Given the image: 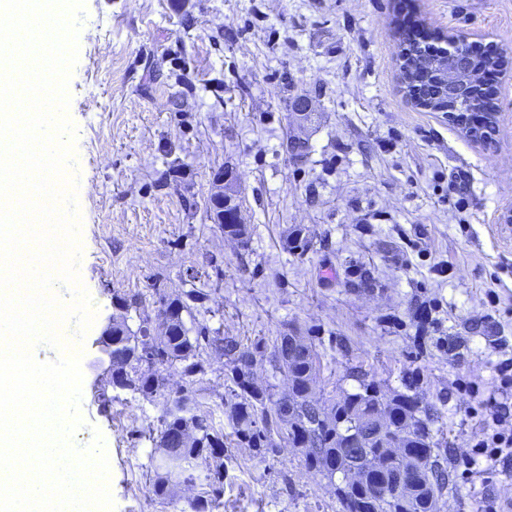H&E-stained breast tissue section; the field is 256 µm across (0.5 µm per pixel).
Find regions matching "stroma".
<instances>
[{
	"label": "stroma",
	"instance_id": "35a3bbf8",
	"mask_svg": "<svg viewBox=\"0 0 512 512\" xmlns=\"http://www.w3.org/2000/svg\"><path fill=\"white\" fill-rule=\"evenodd\" d=\"M414 12L429 33L504 53L495 132L470 140L446 113L401 89L395 21ZM78 61L68 82L75 126L83 247L80 276L97 314L82 340L83 420L75 442L102 436L113 512H182L150 494L149 434L163 398L122 391L104 402L109 319L158 333L160 300L204 291L187 328L258 346V386L287 392L268 356L276 337L309 336L320 358L313 398L356 392L351 367L382 396L422 371L434 441L461 460L489 410L455 380L497 391L512 357V0H84ZM231 167L243 239L210 216L213 175ZM307 242L292 246L294 235ZM366 269L356 286L350 272ZM499 297L486 303L488 290ZM137 296L140 307L117 304ZM429 305L440 345L413 353L412 315ZM187 383L198 413L224 432V494L212 512H338L336 488L302 449L273 437L259 456L227 418L224 359L203 356ZM512 500V460L458 471L441 512H484Z\"/></svg>",
	"mask_w": 512,
	"mask_h": 512
}]
</instances>
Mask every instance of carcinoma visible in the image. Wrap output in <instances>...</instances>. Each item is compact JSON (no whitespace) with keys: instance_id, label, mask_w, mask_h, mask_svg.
Masks as SVG:
<instances>
[{"instance_id":"1","label":"carcinoma","mask_w":512,"mask_h":512,"mask_svg":"<svg viewBox=\"0 0 512 512\" xmlns=\"http://www.w3.org/2000/svg\"><path fill=\"white\" fill-rule=\"evenodd\" d=\"M401 77L407 92H413L416 83L425 108L433 112H481L486 118L494 117L497 105L478 82H472L468 95L460 100H450L435 92L427 80L434 57L421 52V47L410 43V32L401 33ZM143 319L140 335L129 333L126 324L113 325L117 336L112 340V353L126 361L132 370L130 391L146 399L162 397L184 404L185 409L167 410L161 419L160 437L151 455L155 478L150 492L161 500L173 499L174 488L186 476L196 471L199 463L207 460L204 451L223 440L220 433L202 415L194 412V403L188 389L168 396L155 372L138 367L140 352H151L155 365L166 366L179 362L182 373L193 384L194 377L204 372L203 352L209 350L224 356V379L230 383L231 400L228 402V419L239 441L264 456L272 434L283 435L293 447L301 441L308 443L305 463L326 478H338L336 495L341 512H439V501L448 495L456 484V467L448 458V450L440 449L433 441L429 423L433 409L422 404L418 388L421 373L418 369L407 372L404 390L386 402V422L379 425L372 414L381 405L376 381L363 371L353 368L350 375L359 383L360 391L348 395L343 401L321 404L308 395L285 392L276 395L270 388H260L254 382L255 353L233 336H211L205 326L197 328L196 335H189L183 320L171 317L165 320L166 332L153 336ZM431 321L415 316V336L412 337L416 354L426 352ZM290 336H279L273 345L270 365L273 372L287 377L313 375L315 359L312 343L299 339L298 351L290 349ZM185 427L194 432V438L182 448L167 447L164 436L173 428ZM408 437V443L417 451L420 461L419 492L401 500L393 494H383V486L395 477L398 465L387 455V446L399 435ZM205 481L208 496L188 503L191 512H211L224 492V462L215 461V468L208 471ZM359 483L361 492H350L349 486Z\"/></svg>"}]
</instances>
